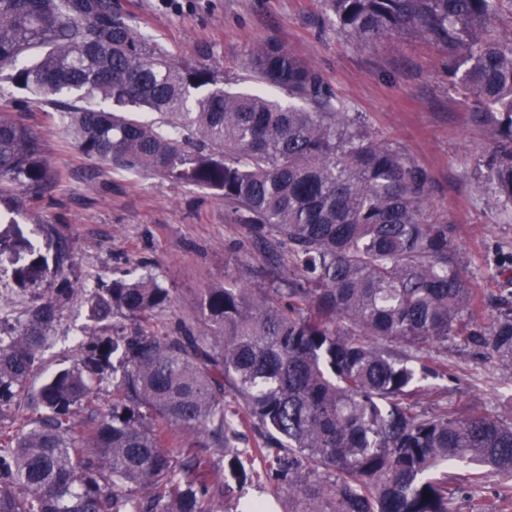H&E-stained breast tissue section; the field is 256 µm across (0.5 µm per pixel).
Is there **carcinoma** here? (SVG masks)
I'll return each instance as SVG.
<instances>
[{"label":"carcinoma","instance_id":"obj_1","mask_svg":"<svg viewBox=\"0 0 512 512\" xmlns=\"http://www.w3.org/2000/svg\"><path fill=\"white\" fill-rule=\"evenodd\" d=\"M356 46L398 33L448 51L490 151L477 166L495 205L512 208V0H322ZM27 108L57 112L86 156L224 197L239 224L287 247L286 288L234 282L204 291L195 326L156 329L168 292L151 278L89 291V320L139 319L130 335L92 328L73 364H44L61 299L0 336V408L36 413L0 430V512H264L223 507L234 486L288 495L289 512H453L447 468L512 476V423L419 409L426 361L448 338L512 372V305L490 325L463 268L456 227L429 218V174L383 142L287 46L248 55L252 77L288 96L227 91L217 72L152 47L112 0H0V69ZM38 137L0 116V193L37 199L58 185ZM22 286L66 278L28 241L0 237ZM112 374V404L82 433L76 406ZM245 430L252 448L238 445ZM428 497H423V494ZM35 416L36 415L29 407L27 400L22 397L19 401L14 402L8 410L4 411L1 424H5L7 426L13 425L15 429L26 424ZM3 418L6 420H3Z\"/></svg>","mask_w":512,"mask_h":512}]
</instances>
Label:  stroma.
<instances>
[{"instance_id":"1","label":"stroma","mask_w":512,"mask_h":512,"mask_svg":"<svg viewBox=\"0 0 512 512\" xmlns=\"http://www.w3.org/2000/svg\"><path fill=\"white\" fill-rule=\"evenodd\" d=\"M146 40L176 59L204 64L224 78L225 89L261 90L245 69L250 50L275 40L309 62L332 93L362 113L383 137L398 144L431 177V215L456 226L465 272L491 323L498 304L512 299V210L488 201L475 177L489 142L475 127L459 92L448 83V53L409 34L357 48L337 28L322 0H112ZM25 95L0 79V106H8L42 139L49 166L63 180L38 203L22 192L0 200V217L12 218L46 257L57 241L73 256L69 277L82 291L61 304L44 353V371L69 366L76 339L89 327L85 289L120 277H152L169 292V305L151 321L164 328L199 319L204 289L237 280L267 287L271 267L244 225L235 223L222 197L168 178L110 168L84 156L64 132L57 113L23 109ZM60 283L43 279L24 286L0 256V330L24 324L30 308L55 297ZM448 375L439 380L441 400L422 395V408L437 403L477 409L512 422V372L494 358L449 343L441 356ZM454 512H512V478L484 470L468 486L448 472Z\"/></svg>"}]
</instances>
